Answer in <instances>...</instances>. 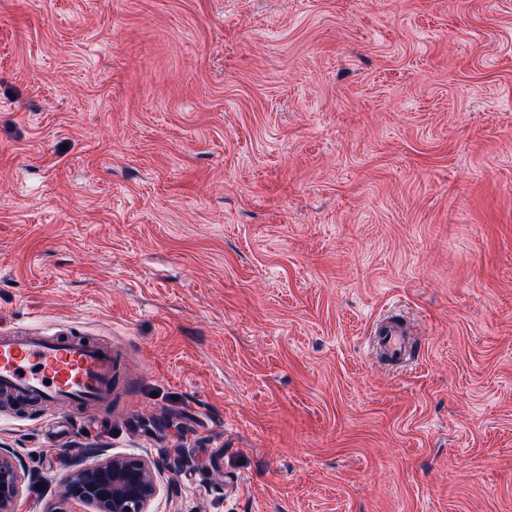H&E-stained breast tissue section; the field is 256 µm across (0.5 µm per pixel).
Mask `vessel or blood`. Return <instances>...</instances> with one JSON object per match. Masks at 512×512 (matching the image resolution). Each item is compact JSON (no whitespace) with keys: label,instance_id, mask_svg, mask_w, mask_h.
Listing matches in <instances>:
<instances>
[{"label":"vessel or blood","instance_id":"1","mask_svg":"<svg viewBox=\"0 0 512 512\" xmlns=\"http://www.w3.org/2000/svg\"><path fill=\"white\" fill-rule=\"evenodd\" d=\"M385 362L406 365L412 357L410 323L397 315L373 324ZM114 362L110 344L43 331L0 336V393L15 403H68L102 407L112 401Z\"/></svg>","mask_w":512,"mask_h":512}]
</instances>
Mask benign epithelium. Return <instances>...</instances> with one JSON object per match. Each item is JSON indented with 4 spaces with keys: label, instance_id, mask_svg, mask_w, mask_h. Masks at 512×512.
Returning a JSON list of instances; mask_svg holds the SVG:
<instances>
[{
    "label": "benign epithelium",
    "instance_id": "benign-epithelium-1",
    "mask_svg": "<svg viewBox=\"0 0 512 512\" xmlns=\"http://www.w3.org/2000/svg\"><path fill=\"white\" fill-rule=\"evenodd\" d=\"M26 469L21 457L0 448V512H19ZM159 492L155 469L140 456L114 454L91 464H77L62 499L90 504L96 512H150Z\"/></svg>",
    "mask_w": 512,
    "mask_h": 512
}]
</instances>
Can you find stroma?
<instances>
[{
	"label": "stroma",
	"instance_id": "stroma-1",
	"mask_svg": "<svg viewBox=\"0 0 512 512\" xmlns=\"http://www.w3.org/2000/svg\"><path fill=\"white\" fill-rule=\"evenodd\" d=\"M10 327L116 362L0 405L20 512L90 448L151 512H512V0H0ZM376 348L385 362L406 366L412 357L411 324L398 315L378 317L373 323Z\"/></svg>",
	"mask_w": 512,
	"mask_h": 512
}]
</instances>
